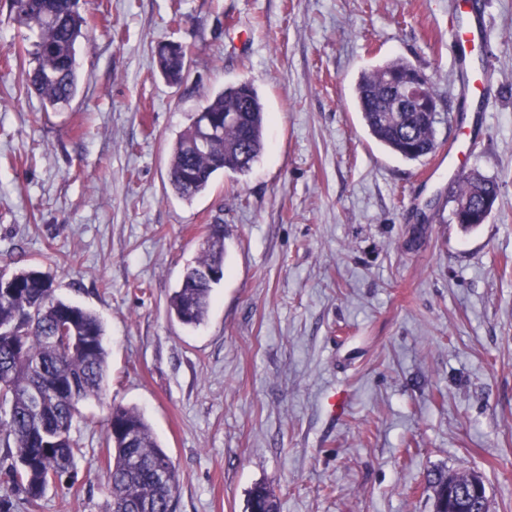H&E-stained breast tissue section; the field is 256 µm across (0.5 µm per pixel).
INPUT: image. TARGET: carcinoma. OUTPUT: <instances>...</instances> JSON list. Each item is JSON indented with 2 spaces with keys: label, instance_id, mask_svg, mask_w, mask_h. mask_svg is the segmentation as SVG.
<instances>
[{
  "label": "carcinoma",
  "instance_id": "obj_1",
  "mask_svg": "<svg viewBox=\"0 0 512 512\" xmlns=\"http://www.w3.org/2000/svg\"><path fill=\"white\" fill-rule=\"evenodd\" d=\"M15 19L27 31L18 51L26 89L49 106L68 103L78 87L76 45L85 37L86 19L79 0H12ZM192 55L188 46L178 51L157 50V67L172 83L183 80ZM422 71L397 60L364 73L355 88L362 120L372 137L391 152L418 160L436 150L435 130L439 120H427L420 112H401L391 89ZM208 112H237L240 122L224 125V131L209 150L191 147L197 122L179 134L172 151L169 182L182 199L191 201L210 185L214 174L249 172L264 149V115L251 83L224 88L205 106ZM498 184L481 175L464 177L455 191L454 216L460 226L471 229L483 223V204L495 202ZM222 226L206 239V248L189 266L180 288L169 299V311L183 324H200L209 308L211 293L221 279L205 271L224 269ZM79 343L61 347L50 341L60 326ZM108 352L99 317L56 296L53 279L36 269L0 271V434L5 446H13L0 466V484L23 496L31 507L38 504L56 475L58 480L73 470L71 436L79 404L99 396L107 369ZM46 394L42 410L29 405V391ZM104 458L112 512H173V495L179 475L169 455L155 442L144 417L131 409L115 407L109 419ZM468 491L470 474L435 472L429 488L439 494L448 480ZM249 512H278L267 487L259 485L250 494Z\"/></svg>",
  "mask_w": 512,
  "mask_h": 512
}]
</instances>
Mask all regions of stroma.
Listing matches in <instances>:
<instances>
[{
	"label": "stroma",
	"instance_id": "1",
	"mask_svg": "<svg viewBox=\"0 0 512 512\" xmlns=\"http://www.w3.org/2000/svg\"><path fill=\"white\" fill-rule=\"evenodd\" d=\"M79 5L80 89L53 110L26 91L24 31L0 0V269L48 273L108 351L72 427L74 482L13 512H112L115 406L171 457L173 512H248L258 485L278 512H433L440 470L479 472L491 512H512V0H477L493 52L466 72L454 0ZM165 42L193 47L182 83L156 67ZM395 59L430 77L444 115L416 161L370 135L354 97ZM241 80L264 150L185 202L172 145ZM451 166L498 184L486 223L454 222ZM215 223L224 278L191 328L167 302Z\"/></svg>",
	"mask_w": 512,
	"mask_h": 512
}]
</instances>
